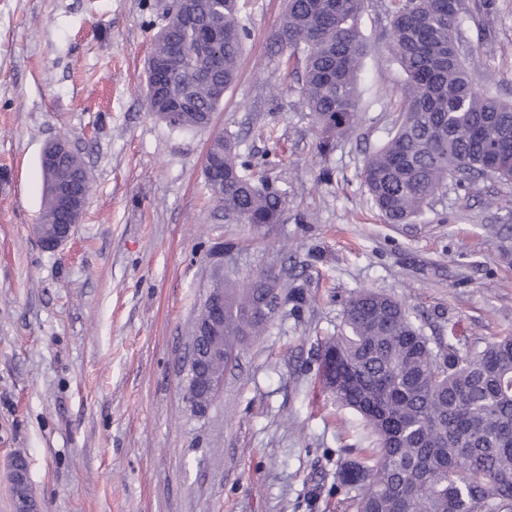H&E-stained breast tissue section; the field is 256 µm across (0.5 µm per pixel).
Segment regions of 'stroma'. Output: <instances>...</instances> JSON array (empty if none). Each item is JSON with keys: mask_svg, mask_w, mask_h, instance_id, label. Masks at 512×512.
I'll return each instance as SVG.
<instances>
[{"mask_svg": "<svg viewBox=\"0 0 512 512\" xmlns=\"http://www.w3.org/2000/svg\"><path fill=\"white\" fill-rule=\"evenodd\" d=\"M176 0H0V512L23 452L38 512H353L336 468L371 447L364 422L323 391L321 342L351 293L404 302L431 343L512 336V181L448 188L410 224L384 223L365 158L397 115L404 75L386 49L388 0H370L374 46L361 112L330 151L272 35L284 0H240L250 36L239 78L206 129L147 110L144 67ZM474 79L512 101V0H467ZM262 171L279 224L225 220L203 161L215 132ZM69 139L92 177L72 239L39 244L40 155ZM264 269L290 299L224 374L208 413L184 400L198 309L221 280Z\"/></svg>", "mask_w": 512, "mask_h": 512, "instance_id": "obj_1", "label": "stroma"}]
</instances>
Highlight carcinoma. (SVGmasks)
Segmentation results:
<instances>
[{"label": "carcinoma", "mask_w": 512, "mask_h": 512, "mask_svg": "<svg viewBox=\"0 0 512 512\" xmlns=\"http://www.w3.org/2000/svg\"><path fill=\"white\" fill-rule=\"evenodd\" d=\"M187 9L211 15L224 31V87L238 78L249 33L239 0H187ZM366 0H287L274 41L301 58L303 107L329 144L358 122L359 72L372 43L362 31ZM386 47L405 74L385 111L398 113L384 145L362 168L370 200L389 224H407L454 178L512 180V102L477 84L463 54L465 0H390ZM192 39L181 16L155 36L146 68V105L157 120L178 129L206 128L221 101L198 79L195 64L175 55ZM166 58L167 79L157 86L155 61ZM275 154L242 155L228 135L213 136L205 176L224 218L239 224H279L281 194L249 171L274 163ZM55 203L45 193L42 221L52 224ZM224 289V359L209 360V375L228 366L262 335L270 319L259 314L265 296L288 302L280 276L268 272ZM348 333L321 345L323 388L356 412L376 440L371 455L344 463L339 484L354 493L355 512H512V336L462 353L431 347L404 303L361 289L343 310ZM192 412L202 416L212 396L185 377Z\"/></svg>", "instance_id": "1"}]
</instances>
